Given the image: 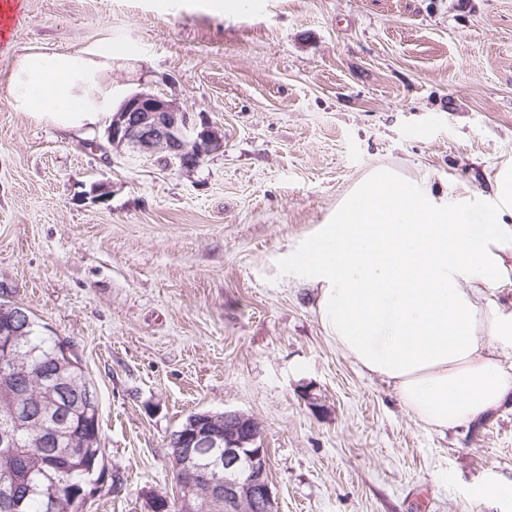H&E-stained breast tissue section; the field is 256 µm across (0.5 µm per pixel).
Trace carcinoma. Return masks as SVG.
Returning a JSON list of instances; mask_svg holds the SVG:
<instances>
[{"mask_svg": "<svg viewBox=\"0 0 512 512\" xmlns=\"http://www.w3.org/2000/svg\"><path fill=\"white\" fill-rule=\"evenodd\" d=\"M21 336L0 335V432L13 445L0 446V484L13 495L0 500V512H78L89 477L103 459L99 397L74 355L64 356L61 341L43 335L32 314ZM181 459L176 486L200 490L205 473L202 449Z\"/></svg>", "mask_w": 512, "mask_h": 512, "instance_id": "carcinoma-1", "label": "carcinoma"}]
</instances>
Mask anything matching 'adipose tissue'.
I'll list each match as a JSON object with an SVG mask.
<instances>
[{
  "label": "adipose tissue",
  "instance_id": "1",
  "mask_svg": "<svg viewBox=\"0 0 512 512\" xmlns=\"http://www.w3.org/2000/svg\"><path fill=\"white\" fill-rule=\"evenodd\" d=\"M111 48L21 54L11 105L65 135L106 127L122 103ZM294 266L321 327L363 372L391 386L424 427L467 426L512 400V220L469 194H436L377 168L338 204Z\"/></svg>",
  "mask_w": 512,
  "mask_h": 512
}]
</instances>
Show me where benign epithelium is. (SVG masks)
<instances>
[{
  "label": "benign epithelium",
  "instance_id": "obj_1",
  "mask_svg": "<svg viewBox=\"0 0 512 512\" xmlns=\"http://www.w3.org/2000/svg\"><path fill=\"white\" fill-rule=\"evenodd\" d=\"M112 148L133 157L155 158L169 171L189 172L224 148V134L208 122H190L176 102L158 95H130L106 127ZM259 423L238 411L224 412V429L197 428L173 440L177 448H218L208 468L236 472L224 479V512H276L268 449Z\"/></svg>",
  "mask_w": 512,
  "mask_h": 512
}]
</instances>
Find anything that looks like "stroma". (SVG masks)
Listing matches in <instances>:
<instances>
[{
	"label": "stroma",
	"mask_w": 512,
	"mask_h": 512,
	"mask_svg": "<svg viewBox=\"0 0 512 512\" xmlns=\"http://www.w3.org/2000/svg\"><path fill=\"white\" fill-rule=\"evenodd\" d=\"M0 37V302L67 342L99 396L84 512L176 498L199 410L261 425L279 512H512V405L419 424L327 340L288 270L386 166L500 204L512 0H10ZM112 47V85L224 132L191 172L66 137L10 105L18 54Z\"/></svg>",
	"instance_id": "35a3bbf8"
}]
</instances>
